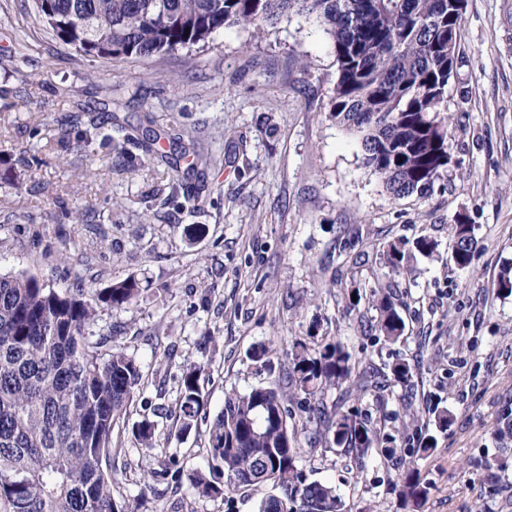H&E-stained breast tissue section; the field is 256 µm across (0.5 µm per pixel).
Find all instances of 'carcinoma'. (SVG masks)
Returning a JSON list of instances; mask_svg holds the SVG:
<instances>
[{
    "label": "carcinoma",
    "mask_w": 512,
    "mask_h": 512,
    "mask_svg": "<svg viewBox=\"0 0 512 512\" xmlns=\"http://www.w3.org/2000/svg\"><path fill=\"white\" fill-rule=\"evenodd\" d=\"M40 17L56 37L79 55L103 59L150 58L203 45L220 30L245 27L259 38L295 11L314 18L334 46L338 77L330 112L337 123L362 134L363 163L395 198L426 195L448 170V126L440 117L448 90V43L457 40L462 14L450 0H35ZM116 157L132 145L143 162L159 158L173 171L182 159L190 169L212 159L173 127L119 125L113 128ZM452 259L470 265L475 225H449ZM428 236L400 238L384 250L392 274L413 272L416 256H433ZM495 288L512 295V266L498 274ZM131 275L100 292L76 288L59 293L35 275L0 274V512H131L112 495V432L142 381L135 359L94 339L87 330L101 309L120 308L140 295ZM376 340L396 343L405 321L393 285L371 290ZM189 366L177 403L182 432L204 409L200 378ZM415 367L405 359L389 366L387 381L414 385ZM350 392L382 388L335 337L312 336L289 352L288 371L276 383L246 393L234 389L213 418L205 448L212 472L187 475L202 497H220L243 487L271 492L258 512H345L329 483L306 482L299 459L298 425L285 405L296 400L308 419L318 420L310 446L337 445L358 462L377 453L392 457L396 437L370 418L327 410L331 389ZM454 414L432 410L429 424L446 431ZM154 423L144 419L136 439L152 448ZM503 445L497 468L480 463L490 483L503 481L512 448V408H504L492 433ZM400 509L419 512L428 494L415 461L400 460Z\"/></svg>",
    "instance_id": "cac0c4a2"
}]
</instances>
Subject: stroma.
<instances>
[{
  "instance_id": "obj_1",
  "label": "stroma",
  "mask_w": 512,
  "mask_h": 512,
  "mask_svg": "<svg viewBox=\"0 0 512 512\" xmlns=\"http://www.w3.org/2000/svg\"><path fill=\"white\" fill-rule=\"evenodd\" d=\"M457 53L443 104L448 172L431 193L398 199L363 165L360 136L329 114L336 56L315 21L293 15L260 38L232 27L192 52L110 60L64 45L33 0H0V92L11 105L0 111V157L33 162L19 179L0 176V274L28 272L61 293L131 274L142 283L136 302L100 312L92 327L143 374L113 431L116 501L136 512H256L265 488L207 498L187 475L212 465L204 439L225 392L284 375L293 342L315 330L378 371L401 358L416 365L411 404L388 399L391 430L415 438L408 410H452L419 462L421 512H502L512 492L490 486L479 463L495 456L491 433L512 400V296L494 288L512 264V0H466ZM105 99L130 123L148 112L177 123L218 159L200 210H146L161 169L137 154L115 167L111 146L84 143L78 108ZM461 215L478 240L464 269L448 237ZM191 224L206 233L188 244ZM424 234L437 256L417 258L395 283L405 338L375 341L374 310L364 301L349 310L347 293L387 281L390 241ZM260 343L272 349V373L248 358ZM193 364L205 370L207 405L183 436L175 408ZM145 418L156 425L150 450L132 434ZM299 466L307 481L333 484L347 512H397L396 460L362 465L318 446L303 448Z\"/></svg>"
}]
</instances>
